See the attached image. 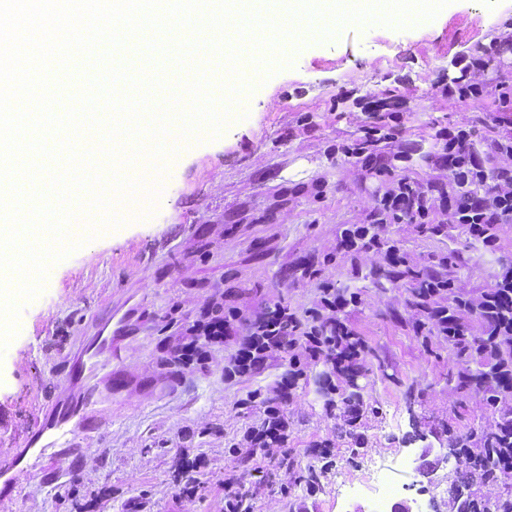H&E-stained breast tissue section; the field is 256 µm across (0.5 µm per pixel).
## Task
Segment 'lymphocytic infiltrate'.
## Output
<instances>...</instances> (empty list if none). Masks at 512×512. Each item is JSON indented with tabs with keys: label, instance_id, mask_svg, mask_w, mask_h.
<instances>
[{
	"label": "lymphocytic infiltrate",
	"instance_id": "f902f5d3",
	"mask_svg": "<svg viewBox=\"0 0 512 512\" xmlns=\"http://www.w3.org/2000/svg\"><path fill=\"white\" fill-rule=\"evenodd\" d=\"M499 52V43L493 42L466 56L462 77L445 86L444 94L464 101L485 97L486 86L467 80L466 75L485 70ZM399 125V116L388 114L381 127L367 129L361 139L338 147L339 152L355 157L367 174L383 179L385 184L369 223L355 224L342 232L338 243L341 251L382 247L378 234L372 231L373 225L403 220L427 224L439 211L447 212L449 223L468 234L477 233L485 224H512V168L490 167L479 158L471 126L454 124L440 130L438 137L443 152L437 161L448 170V186L430 195L407 177L396 174L390 158L379 149L380 144L396 142ZM320 288L321 303L323 308L330 309V317H322L320 310H315L304 323L291 308L278 305L266 310L249 322L245 339L224 368L225 378L254 375L275 355L299 343L303 344L310 361L335 363L336 339L350 335L351 330L334 313L357 303L358 296L341 294L329 280L322 281ZM239 320L237 308L225 306L221 299H212L187 328L185 338L175 345L173 352L177 360L186 366L204 361L207 346L223 344L225 334ZM302 374V369L297 367L287 373L279 384L278 397L267 398L254 391L243 399V406L262 417L260 426L243 436L241 445L246 454L268 453L284 447L288 440V392Z\"/></svg>",
	"mask_w": 512,
	"mask_h": 512
}]
</instances>
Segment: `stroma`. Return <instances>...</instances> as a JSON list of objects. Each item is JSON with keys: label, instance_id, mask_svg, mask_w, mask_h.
<instances>
[{"label": "stroma", "instance_id": "stroma-1", "mask_svg": "<svg viewBox=\"0 0 512 512\" xmlns=\"http://www.w3.org/2000/svg\"><path fill=\"white\" fill-rule=\"evenodd\" d=\"M512 35V0H451L429 22L398 29L348 24L335 37L309 40L268 79L248 83V104L216 138L188 144L164 177L152 209L132 203L126 221L53 263L41 293L24 304L17 335L0 355V454L23 457L28 472L14 486L11 512H74L76 500L107 487L95 512H224V481L238 479L253 512H371V469L399 487L411 512H453L445 489L455 475L449 434L491 423L481 395L449 387L447 347L415 304L406 283L373 284L388 273L383 253L338 252L341 232L367 223L381 183L336 147L401 113L402 168L421 187L444 186L436 163L437 131L464 123L477 144L512 133V106L495 92L512 82V50L473 72L489 93L477 102L442 95L459 77L462 53ZM385 244L400 248L408 272L437 268L447 232L419 224L382 225ZM498 249L461 271L457 288L478 295L492 272L512 260V224L501 225ZM357 293L341 319L369 351L356 383L369 406L356 423L329 409L319 392L321 366L305 364L288 400V442L273 459L239 460L234 446L258 417L241 399L276 386L303 347L271 359L260 373L225 380L224 365L246 335L245 321L274 305L299 318L319 308L322 279ZM239 309L243 324L203 364L182 366L172 345L214 296ZM126 331L112 368L125 379L71 450L33 468L29 442L43 405L103 391L102 378L64 388L84 337L112 314ZM432 337L422 345V337ZM330 445L331 464L316 453ZM209 466L195 495L173 483L183 451ZM59 473L48 482L45 472Z\"/></svg>", "mask_w": 512, "mask_h": 512}]
</instances>
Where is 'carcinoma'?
<instances>
[{
    "label": "carcinoma",
    "mask_w": 512,
    "mask_h": 512,
    "mask_svg": "<svg viewBox=\"0 0 512 512\" xmlns=\"http://www.w3.org/2000/svg\"><path fill=\"white\" fill-rule=\"evenodd\" d=\"M464 249L448 250V354L459 369L448 375V384L461 392L482 394L492 410L491 428L473 427L455 438L457 467L452 496L458 512H512V488L493 502L494 510L479 496L481 488L497 482L500 472L512 469V288L506 278L512 266L503 267L476 297L454 291L457 274L469 270ZM367 350L358 336L336 337L337 379L353 381L357 359Z\"/></svg>",
    "instance_id": "cac0c4a2"
}]
</instances>
